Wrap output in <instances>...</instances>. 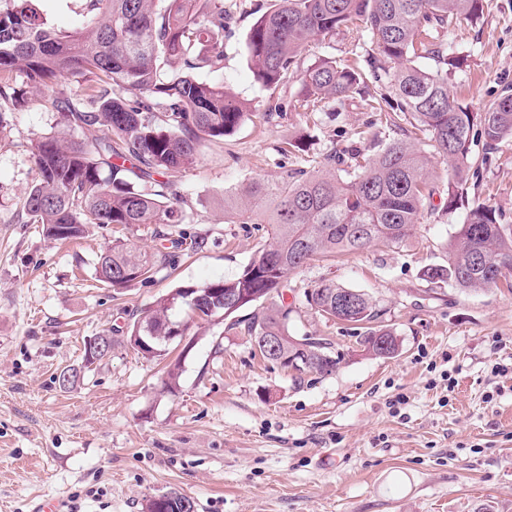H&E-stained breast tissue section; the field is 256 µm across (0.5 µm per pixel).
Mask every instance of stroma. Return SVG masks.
I'll list each match as a JSON object with an SVG mask.
<instances>
[{"label":"stroma","mask_w":512,"mask_h":512,"mask_svg":"<svg viewBox=\"0 0 512 512\" xmlns=\"http://www.w3.org/2000/svg\"><path fill=\"white\" fill-rule=\"evenodd\" d=\"M230 19L224 66L199 70L252 106L231 136L203 144L173 189L185 201L188 233L206 245L181 256L171 275L127 288L94 279V262L114 240L162 247L153 225H90L75 242L43 237L24 210L38 179L30 146L60 131L55 101L79 95L68 77L30 89L20 110L0 100V512H30L60 496L69 512H145L154 496L176 491L195 512H512V283L469 294L432 285L428 266L447 260V243L465 218L447 212L448 163L434 158V208L398 246H369L313 263L288 279L295 336L328 339L340 362L301 380L265 361L248 337L223 325L191 324L175 393L162 390L166 362L127 344L129 314L179 285L235 276L264 238L253 225L225 220L224 197L252 180L274 182L347 146L370 156L397 129L369 100L386 89L368 65L370 40L352 27L313 47L357 69L364 95L310 112L291 77L273 90L255 81L245 54L250 26L271 0H245ZM49 27L84 21L86 0H37ZM456 62L448 90L483 111L512 86V0H490L476 22L443 31ZM302 149L282 153L288 140ZM479 178L470 198L512 224V141L486 154L474 137ZM371 294L378 325L399 342L395 357L366 353L361 332L311 310L304 297L320 279ZM106 334L112 352L73 388L54 378L80 364L85 342Z\"/></svg>","instance_id":"1"}]
</instances>
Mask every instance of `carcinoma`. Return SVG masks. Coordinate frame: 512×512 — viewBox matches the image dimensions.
<instances>
[{
    "label": "carcinoma",
    "mask_w": 512,
    "mask_h": 512,
    "mask_svg": "<svg viewBox=\"0 0 512 512\" xmlns=\"http://www.w3.org/2000/svg\"><path fill=\"white\" fill-rule=\"evenodd\" d=\"M0 8V99L23 107L13 73L44 85L69 75L85 79L78 98L57 100L68 131L102 126L109 135L91 144L60 133L31 144L38 181L25 198L29 220L43 236L71 241L85 236L90 224L186 222L184 200L167 198L161 188L192 165L205 141L222 140L250 113V106L222 84L202 81L195 72L221 69L224 61V0H89L93 14L75 31L47 26L35 0H6ZM489 0H272L251 25L245 42L248 66L264 87L300 77L302 101L318 108L359 90L360 75L332 57L308 60L314 42H323L357 24L373 46L371 67L385 77L397 111L384 114L387 125L404 132L380 152L364 157L333 151L309 171L290 172L274 183L254 181L241 193L224 197V214L251 223L260 213L268 240L241 273L161 295L127 323L125 336H151L147 356L166 351L165 337L187 330L180 319L224 322V331L247 337L263 359L284 369L310 363L319 374L338 364L330 343L299 338L289 331L295 302L286 300L288 277L315 261L371 245L407 241L421 223L435 189L431 157L447 160L446 209L465 205L474 121L486 146L496 150L512 140V90L505 89L479 114L448 94V67L442 32L450 19L477 21ZM430 58L435 69L416 65ZM162 180H157V177ZM467 206V205H465ZM464 224L448 241V261L423 272L432 284L452 282L461 291L489 288L512 277V227L499 222L485 203L467 206ZM166 250L148 253L121 241L97 256V281L112 288L147 282L173 269L183 253L198 251L204 239L178 232ZM306 303L327 320L366 325L364 350L393 358L399 350L394 332L374 328L379 310L366 293L333 280H321L305 295ZM250 313L241 316L239 312ZM262 336L279 340L277 356L267 355ZM82 356L79 367L62 370L58 385L77 384L99 363ZM181 376L180 362L168 364L164 389L172 393ZM147 512H194L187 497L170 492L148 500Z\"/></svg>",
    "instance_id": "carcinoma-1"
}]
</instances>
